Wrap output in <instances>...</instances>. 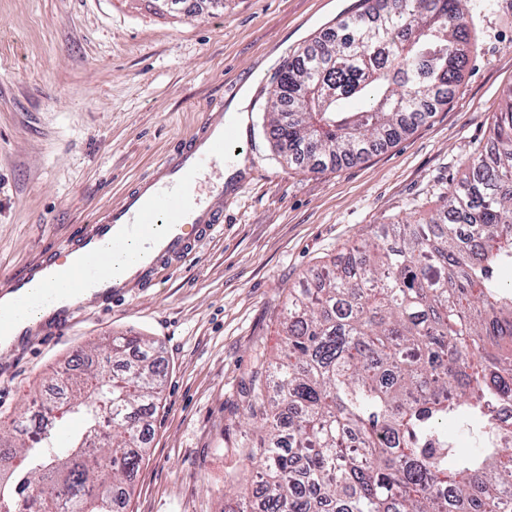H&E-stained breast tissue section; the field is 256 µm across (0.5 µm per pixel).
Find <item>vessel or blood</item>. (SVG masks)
<instances>
[{"instance_id":"vessel-or-blood-1","label":"vessel or blood","mask_w":512,"mask_h":512,"mask_svg":"<svg viewBox=\"0 0 512 512\" xmlns=\"http://www.w3.org/2000/svg\"><path fill=\"white\" fill-rule=\"evenodd\" d=\"M235 124V117L204 113L196 131L158 162L152 176L80 234L11 276L0 291V342L30 335L27 321L35 308L53 306L50 321L62 332L71 324L69 311L60 307L65 296L90 288L95 297L117 298L150 287L158 270L185 262L224 215L223 181L205 191L201 177L236 154L225 135ZM132 241L141 244L139 256L116 265V254Z\"/></svg>"}]
</instances>
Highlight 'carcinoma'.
I'll return each instance as SVG.
<instances>
[{
  "instance_id": "carcinoma-1",
  "label": "carcinoma",
  "mask_w": 512,
  "mask_h": 512,
  "mask_svg": "<svg viewBox=\"0 0 512 512\" xmlns=\"http://www.w3.org/2000/svg\"><path fill=\"white\" fill-rule=\"evenodd\" d=\"M493 6L386 0L285 61L268 106L284 157L323 170L398 140L448 103L471 52L464 20ZM468 169L429 222L385 225L289 294L276 402L245 407L263 512H512L499 414L512 401V89ZM146 346L132 333L94 346L107 361L68 374V402L42 404L52 421L27 437L0 423V506L122 512L164 382Z\"/></svg>"
}]
</instances>
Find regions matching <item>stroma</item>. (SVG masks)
<instances>
[{
  "label": "stroma",
  "instance_id": "35a3bbf8",
  "mask_svg": "<svg viewBox=\"0 0 512 512\" xmlns=\"http://www.w3.org/2000/svg\"><path fill=\"white\" fill-rule=\"evenodd\" d=\"M0 0V283L149 177L159 160L250 91L244 168L224 222L150 288L89 300L64 334L41 325L0 352V417L45 400L54 373L93 342L133 330L165 372L149 451L124 512H228L251 478L244 406L269 383L289 292L382 225L421 222L493 135L512 87V0L476 20L447 106L393 144L322 172L287 164L262 117L284 60L357 0Z\"/></svg>",
  "mask_w": 512,
  "mask_h": 512
}]
</instances>
